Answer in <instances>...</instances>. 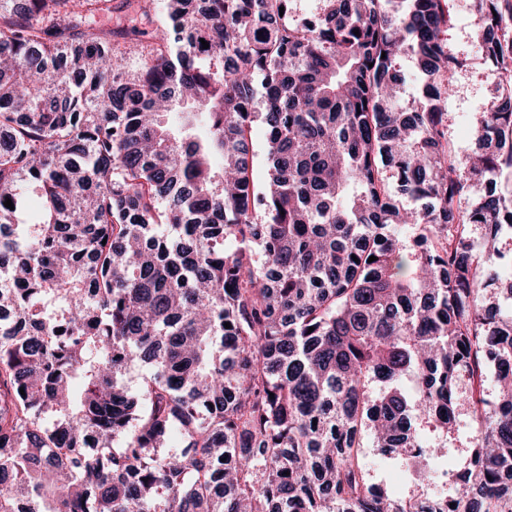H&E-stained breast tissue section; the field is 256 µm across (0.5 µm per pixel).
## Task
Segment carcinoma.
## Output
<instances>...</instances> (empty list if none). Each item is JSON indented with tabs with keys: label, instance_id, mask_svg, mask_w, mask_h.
I'll list each match as a JSON object with an SVG mask.
<instances>
[{
	"label": "carcinoma",
	"instance_id": "carcinoma-1",
	"mask_svg": "<svg viewBox=\"0 0 512 512\" xmlns=\"http://www.w3.org/2000/svg\"><path fill=\"white\" fill-rule=\"evenodd\" d=\"M292 2L0 0V512H512V0L460 159L448 0ZM402 69L407 75V82L402 94L403 105L411 104L414 100L422 97V81L417 78L415 62L411 55H405L401 60ZM364 449L365 461L376 482L383 484L396 496L407 493L413 487L416 482L414 468L400 467L390 460L376 455L372 448Z\"/></svg>",
	"mask_w": 512,
	"mask_h": 512
}]
</instances>
